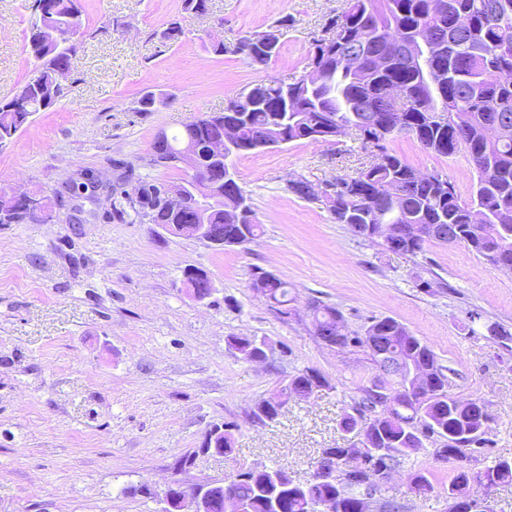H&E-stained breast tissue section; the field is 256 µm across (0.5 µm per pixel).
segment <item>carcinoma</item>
Listing matches in <instances>:
<instances>
[{
	"label": "carcinoma",
	"mask_w": 512,
	"mask_h": 512,
	"mask_svg": "<svg viewBox=\"0 0 512 512\" xmlns=\"http://www.w3.org/2000/svg\"><path fill=\"white\" fill-rule=\"evenodd\" d=\"M350 24L336 32V49L313 53L310 61L333 74L330 84L312 88L304 78L288 85L275 80L259 82L258 99L239 111L238 153L254 151L256 137L271 131L278 120L288 126V138L300 141L306 130L329 122L340 136L348 129L365 135V129L382 142L397 132L389 125L391 112L386 108L385 93L390 87L406 90L414 100L405 112V135L428 150L442 156L464 154L476 174L468 198L461 197L454 183L437 172L418 173L395 154L391 163L378 167L364 166L354 175L341 178L336 186L345 199L331 211L338 224H419L432 226L437 234L405 245L400 253L415 256L431 243L446 244L449 239L494 265L501 259L512 264V208L497 209L500 201L512 204V135L495 138L487 133V124L499 120L512 127V79L503 81L499 73L512 74V0H448V11L439 14L434 0H348ZM82 13L76 0H41L30 20L25 52L34 60L28 80L14 96L0 101V144L12 141L30 122L28 115L52 107L61 95L57 72L67 71L74 55L65 47L60 35L80 33ZM261 33L237 38L234 53L252 64H260ZM415 47L427 63L442 70L439 85L428 82L422 64L405 56L406 46ZM448 112L459 123L433 125L428 112ZM224 135V114L197 118L183 126L177 134L153 145L150 164L169 169L168 160L186 139L195 145L200 168L207 171L210 182L221 184L224 165L210 152L211 143ZM112 188L108 217L129 224H179L180 234L194 237L200 197L188 195L179 201H163L153 196L155 183L137 179L139 200L130 198L132 189L126 184ZM388 183L402 193L399 208L393 209L374 196L375 186ZM55 202L35 188L32 196L18 199L11 189L0 188V224H36L50 217ZM477 206L487 208L486 221L470 226V212ZM251 208L249 195L240 183L224 189V203L210 207L207 217L209 235L232 246L231 239L242 238L241 244L252 242L260 230L258 224L240 223V209ZM268 300L286 309L288 282L276 276L264 285ZM312 319L319 327L334 335L336 321L343 319L334 306L316 303ZM397 337L402 353L419 371L418 379L408 383L396 377L386 388L395 392L396 405L385 409L361 388V397L345 414L339 426L345 433L357 431L365 448H385L389 462L397 466L425 442L439 444L434 455L446 460L458 447L448 442V435H459L467 443L484 444L486 415L468 403L448 396V377L437 363L432 349L407 327L393 318H371L363 332L345 339L347 347L366 350L370 341L379 337ZM231 349L246 360L251 359L257 345L268 346L264 336H230ZM330 390L332 385L319 371L302 370L288 380L284 398L305 399L317 390ZM336 485L310 483L301 488H288L284 471L272 468L242 467L231 483L208 490V512H224V496L230 491L245 512H321L320 504L336 499V512H368V502L357 494L361 488L350 471L344 469L347 449L336 448ZM492 484L512 482V462L502 459L468 477L454 475L449 489L460 493L471 491L484 481Z\"/></svg>",
	"instance_id": "carcinoma-1"
}]
</instances>
